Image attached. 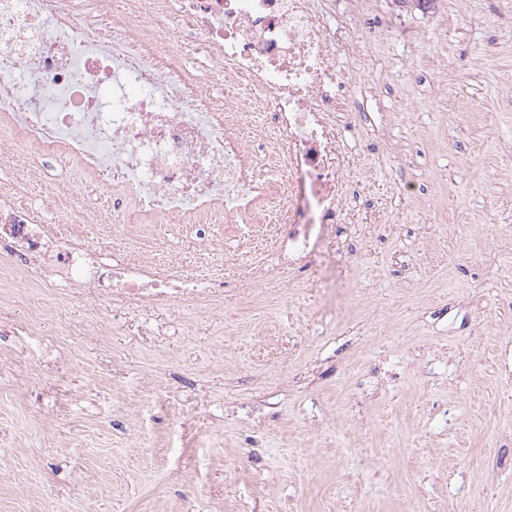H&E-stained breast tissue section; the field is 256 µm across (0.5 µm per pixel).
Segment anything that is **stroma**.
Here are the masks:
<instances>
[{
    "mask_svg": "<svg viewBox=\"0 0 512 512\" xmlns=\"http://www.w3.org/2000/svg\"><path fill=\"white\" fill-rule=\"evenodd\" d=\"M345 145L369 209L346 293L141 316L31 283L0 298V512H512V0H358ZM399 29L390 38L380 24ZM34 221L107 246L114 191L56 147L0 158ZM186 275L236 280L261 237L134 214ZM214 224L216 246L194 224ZM263 431L262 445L251 439Z\"/></svg>",
    "mask_w": 512,
    "mask_h": 512,
    "instance_id": "obj_1",
    "label": "stroma"
}]
</instances>
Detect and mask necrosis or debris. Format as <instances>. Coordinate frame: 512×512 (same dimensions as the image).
<instances>
[{"label": "necrosis or debris", "instance_id": "necrosis-or-debris-1", "mask_svg": "<svg viewBox=\"0 0 512 512\" xmlns=\"http://www.w3.org/2000/svg\"><path fill=\"white\" fill-rule=\"evenodd\" d=\"M107 29L77 25L61 0H0V110L21 136H1L0 152L61 144L100 182L120 188L113 209L176 220L219 206L233 225L258 211L269 259L247 266L243 296L260 286H314L322 257L348 258L337 227L357 223L352 191L360 158L343 143L340 95L347 83L337 52L363 56L355 0H93ZM170 17L209 69L204 80L167 57ZM245 83L247 109L217 110L208 84ZM259 115L266 136L226 135ZM274 168V184L247 161ZM140 225L124 223L112 250L32 223L16 192L0 193V256L14 274L48 291L79 288L97 305L129 313L158 306L224 302L223 276L179 274L123 246Z\"/></svg>", "mask_w": 512, "mask_h": 512}]
</instances>
